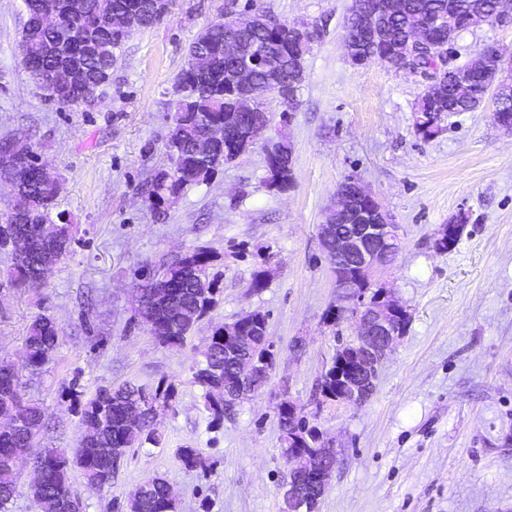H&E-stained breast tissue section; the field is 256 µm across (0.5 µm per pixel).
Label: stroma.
<instances>
[{
  "instance_id": "35a3bbf8",
  "label": "stroma",
  "mask_w": 512,
  "mask_h": 512,
  "mask_svg": "<svg viewBox=\"0 0 512 512\" xmlns=\"http://www.w3.org/2000/svg\"><path fill=\"white\" fill-rule=\"evenodd\" d=\"M249 1L323 30L294 102L266 104L272 137L293 146L294 181L268 187L260 142L157 211L150 190L166 163L174 84L225 0H173L159 23L117 49L92 106L45 99L19 54L22 0H0V141L22 140L56 173V209L74 235L41 287L0 296V359L21 363L38 315L62 330L53 360L21 379L25 398L46 411L40 443L75 448L81 410L99 390L170 386L172 407L156 419L161 445L131 449L108 488L73 473L85 512H125L136 486L157 474L182 512H281L277 407L288 399L337 450L319 512H512V135L489 103L445 117L431 138L419 135L425 80L346 56L353 0H238ZM490 48L512 60V25L462 32L452 55L463 64ZM350 176L401 227L402 248L382 282L410 313L359 405L319 391L337 349L356 334L338 312L319 235ZM459 215L458 244L437 251V231ZM192 248L210 253L218 304L182 346L167 347L137 324L134 290L159 260ZM259 269L268 276L256 292ZM254 310L266 315L278 350L271 378L213 426L192 379L197 351L216 325ZM183 448L200 449L203 466L185 467Z\"/></svg>"
}]
</instances>
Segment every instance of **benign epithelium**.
Instances as JSON below:
<instances>
[{"label": "benign epithelium", "instance_id": "7a95c632", "mask_svg": "<svg viewBox=\"0 0 512 512\" xmlns=\"http://www.w3.org/2000/svg\"><path fill=\"white\" fill-rule=\"evenodd\" d=\"M109 76L81 86L80 101L90 105L99 97L100 88ZM72 75L60 74L49 85L47 93L53 99L67 94ZM239 110H252L257 97L275 95L283 100L288 90L276 81L255 86L253 71L245 68L238 74ZM269 124H256L249 130L251 143L266 140L267 157L278 156L277 142L268 136ZM33 161L25 147L0 156V168L11 172L1 176L0 181L14 184L15 173ZM336 209V224L319 225V234L324 252L330 265L335 283L352 277L361 288L353 293L339 292L347 302L346 310L351 312L357 326V339L338 354L336 359V395L329 400L336 404H362L373 394L379 368L403 335L408 311L393 299L391 292L382 286L381 277L389 266L390 259L400 248V226L395 224L374 194L363 188L354 178H346L336 191L333 201ZM462 233V225L448 224V232L438 236L435 246L451 249ZM249 316L224 326V351L238 356L237 373L241 388L235 395L224 396V403L232 404L237 396L246 393L250 383L259 376L264 363L276 359L277 349L272 340L265 343L263 361L252 359L254 337L241 331L240 324ZM288 458L294 465L288 467L286 480L281 484L282 500L288 504L286 512H304L305 496L312 493L315 499L322 498L328 486L330 468L322 448H290Z\"/></svg>", "mask_w": 512, "mask_h": 512}]
</instances>
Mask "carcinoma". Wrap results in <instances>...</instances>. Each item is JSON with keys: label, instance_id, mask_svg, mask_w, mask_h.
Instances as JSON below:
<instances>
[{"label": "carcinoma", "instance_id": "1", "mask_svg": "<svg viewBox=\"0 0 512 512\" xmlns=\"http://www.w3.org/2000/svg\"><path fill=\"white\" fill-rule=\"evenodd\" d=\"M141 0H54L57 11L73 18L78 44H71L60 34L40 24L43 0H25L27 21L21 43L25 54L22 63L30 77H47L59 70L77 72L83 80H93L102 72L112 70L115 53L131 31L118 24ZM494 0H401L400 9L383 20L381 37L374 40L361 30L360 24L345 27L344 39L352 49L350 58L370 61L392 51L401 52L409 36L417 31L443 35L448 31V17L472 19L479 27L493 24ZM240 9L236 0H227L224 19L203 28L188 47V58H203L208 64L204 70L185 69L177 80V101L174 124L166 144L170 166L154 176L151 204L158 210L166 201L178 196L184 189L210 179L218 169L233 161L232 153L240 131L264 121L270 113L247 112L239 115L227 139L216 143L210 157L197 150L198 140L209 127L224 123L233 116V91L238 62L224 58V35L232 31L240 41L256 51H263L274 59V69L256 71L255 78L265 83L274 78L286 84L304 66L306 55L314 43L320 41L323 31L317 25L302 33L267 25L238 28ZM98 14H107L116 23L107 27L85 28L81 21ZM109 46L112 52L103 54L100 48ZM504 59L498 52L488 53L485 71L468 78L464 94L448 82L438 58L431 54L415 56L417 72L432 80L417 105V132L428 138L439 128L442 116L449 111L470 112L484 101L488 88L495 80ZM496 110L507 119L512 118V84L502 86L494 94ZM18 188L28 195L30 208L22 215L0 222V253H6L12 267L8 283L11 286L37 288L46 279L40 268L39 254L55 249L66 255L74 238L70 225L60 223L58 235L52 239L39 236L40 225L51 221V211L57 204L58 193L53 182L44 179L35 165H30L19 177ZM211 257L204 249L187 251L181 257L168 260L162 278L150 273L136 314L141 324H158L163 332L160 343L175 347L184 343L197 321L212 310L217 295V280L211 273ZM61 329L47 317L39 316L28 326L24 340L23 367L30 375L42 372L60 344ZM210 366L221 371L224 384L235 382L234 359L224 355V325L213 329L210 336ZM194 383L205 390V408L212 422L224 421L229 409L213 398L211 382L194 372ZM173 394L170 389L149 390L142 385L126 384L116 389H103L86 402L82 411V434L78 447L71 452L49 448L37 442L46 428L44 409L24 400L20 376L14 372L0 375V512H9V504L17 490L18 468L12 460V450L28 444L34 460L43 471V480L28 487V494L39 512H84L82 502L71 490V473L78 468L87 482L103 489L112 485L121 462L132 448L145 443L158 445L161 436L154 425L153 411L169 408ZM129 400L144 402L142 424L129 426L123 407ZM307 417L290 422L288 414L278 413L281 447H294L291 437L301 439V447L311 445L305 434ZM168 480L155 475L139 484L128 498L127 512H181L177 497L169 496Z\"/></svg>", "mask_w": 512, "mask_h": 512}]
</instances>
